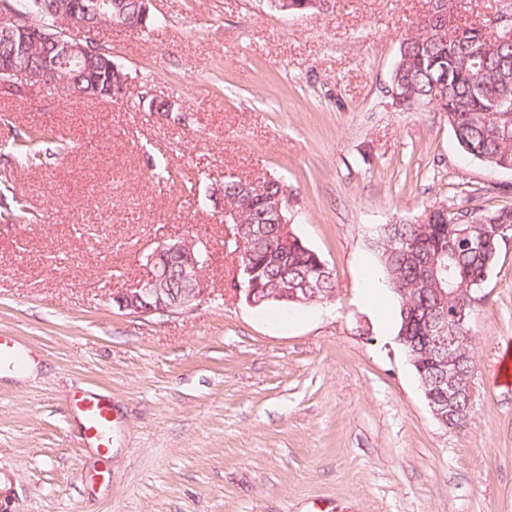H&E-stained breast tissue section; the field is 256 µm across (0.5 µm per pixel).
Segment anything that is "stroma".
Listing matches in <instances>:
<instances>
[{
  "label": "stroma",
  "mask_w": 512,
  "mask_h": 512,
  "mask_svg": "<svg viewBox=\"0 0 512 512\" xmlns=\"http://www.w3.org/2000/svg\"><path fill=\"white\" fill-rule=\"evenodd\" d=\"M431 6L321 0L285 16L266 0H153L149 34L88 35L127 73V100L0 90L16 214L0 220V334L35 352L31 372L0 376L7 512H512V391L498 378L512 242L480 291L479 395L456 429L433 418L396 325L362 299L383 276V225L436 201L512 209V170L466 158L443 113L387 94ZM36 127L65 148L27 169L9 146ZM155 161L192 193L154 178ZM228 176L280 178L333 299L259 312L236 297L210 198ZM183 235L210 246L204 301L145 317L113 306L147 254ZM77 391L111 400L107 457L80 443Z\"/></svg>",
  "instance_id": "1"
}]
</instances>
